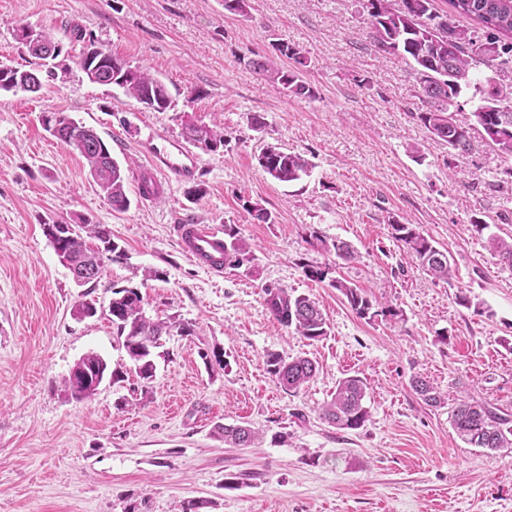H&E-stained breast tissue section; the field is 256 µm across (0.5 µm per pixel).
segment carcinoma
Returning a JSON list of instances; mask_svg holds the SVG:
<instances>
[{"mask_svg": "<svg viewBox=\"0 0 512 512\" xmlns=\"http://www.w3.org/2000/svg\"><path fill=\"white\" fill-rule=\"evenodd\" d=\"M450 10L438 12L435 0H401V6L392 7V0H362L367 11L373 39L378 48L387 53H398L408 60L420 81L423 95L433 109L420 112L417 118L435 139L443 142L458 155L471 148V134L481 132L488 143L504 159L512 160V95L499 89L495 80L488 76L473 75V64L490 62L480 50L478 41L451 42L448 31L460 28L457 17H466L479 26L484 39L501 43L496 57L501 64L509 63L503 58L512 52V0H448ZM41 45L28 49V53L46 61L48 48L58 47V42L47 32H40ZM277 51L293 60L295 66L276 67L263 60H252L254 72L265 77L277 90L287 95L309 96L310 87L302 81L301 68L306 66L304 57L297 49L279 44ZM80 63L87 70L97 67L105 76L102 84L125 73L128 65L119 57L106 53V63L96 65V58L82 54ZM9 83L0 82V90L10 91L25 82L40 90L41 80L37 74L10 67ZM124 94L143 105L146 109L163 111L172 106L173 97L166 84L142 68L132 70V77L119 84ZM474 88L480 94V104L471 112L472 122L460 123L454 113L460 110L457 98L464 89ZM68 125L64 127L61 141L76 151L85 161L86 167L99 193L107 199L112 208L124 211L130 205L126 194L125 178L112 152L89 127L64 116ZM184 138L198 144L206 151L216 152L224 147V131L189 123L184 128ZM260 170L271 179L289 184L310 174L313 164L304 156L287 152L275 143L266 144L257 155ZM392 237L406 251L412 262L434 280L448 281L453 270L448 251L438 248L434 241L425 236L414 224H402L389 219ZM44 232L49 241L54 233H62L61 242L67 255L68 269L77 275L84 271L88 276L84 283H95L101 278L105 258L117 260L123 250L112 240V231L105 224H46ZM224 265L237 266L249 254V245L238 237L231 226L224 227ZM492 254L502 264L512 267V237L490 238ZM334 252L336 258L351 261L356 258L355 249L347 242L336 240L325 246ZM331 287L340 291L357 314L365 316L372 304L362 290L339 278L329 281ZM109 314L117 335L123 338L122 345L134 365L136 375L142 380L152 378L154 363L151 349L159 345L160 338L171 333L173 325L167 321L154 320L146 316L143 296L139 289L121 287L112 290ZM270 311L284 327L308 340H318L327 335L329 323L318 302L307 295L292 296L279 288L268 291ZM268 372L277 384L288 391H298L309 385L316 375L315 363L306 357L286 359L278 353L267 354ZM108 369L107 362L99 355L90 353L82 357L72 372L92 373ZM411 386L424 402L437 406L443 402L442 394L427 380L412 379ZM367 383L359 376H347L339 380L331 394L330 401L322 407L321 414L329 424L340 430H357L369 417L365 405ZM451 423L458 436L473 448H482L491 453L512 452V416L501 415L480 404L462 400L454 407ZM258 435L246 425L224 426V441L249 448L255 444Z\"/></svg>", "mask_w": 512, "mask_h": 512, "instance_id": "carcinoma-1", "label": "carcinoma"}]
</instances>
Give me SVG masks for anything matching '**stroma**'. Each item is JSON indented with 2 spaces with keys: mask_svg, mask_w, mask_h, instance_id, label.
<instances>
[{
  "mask_svg": "<svg viewBox=\"0 0 512 512\" xmlns=\"http://www.w3.org/2000/svg\"><path fill=\"white\" fill-rule=\"evenodd\" d=\"M246 3L235 13L224 0H0V65L37 68L22 26L52 32L67 64L38 93L0 90V512H512V453L470 447L450 423L463 397L512 414V267L488 244L512 236L502 157L478 135L464 155L433 138L418 119L430 104L415 71L377 48L359 0ZM281 42L307 58L313 96L280 93L250 68L259 58L288 66ZM90 44L149 69L173 106L153 111L90 82L78 64ZM46 112L110 146L130 185L127 210L96 191L43 125ZM190 121L221 125L224 149L198 150L191 180L140 198L142 145L183 141ZM269 142L305 155L311 176H266L256 156ZM392 217L448 251L450 281L411 263ZM476 218L488 233L471 231ZM84 219L108 225L123 255L80 286L44 227ZM178 224L232 226L251 257L209 272L181 250ZM321 237L351 243L356 260L324 252ZM307 264L330 266L393 314L359 316L328 281L307 278ZM149 269L160 279L144 280ZM116 286L138 288L147 316L177 326L153 352L151 381L136 376L112 326ZM270 288L315 298L327 335L279 324ZM84 301L95 316L76 317ZM92 352L120 380L67 400L64 379ZM270 352L313 359L316 378L284 390ZM348 375L368 383L369 418L342 431L321 408ZM416 376L445 404L426 405ZM241 422L259 431L257 447L225 444L222 426Z\"/></svg>",
  "mask_w": 512,
  "mask_h": 512,
  "instance_id": "obj_1",
  "label": "stroma"
}]
</instances>
